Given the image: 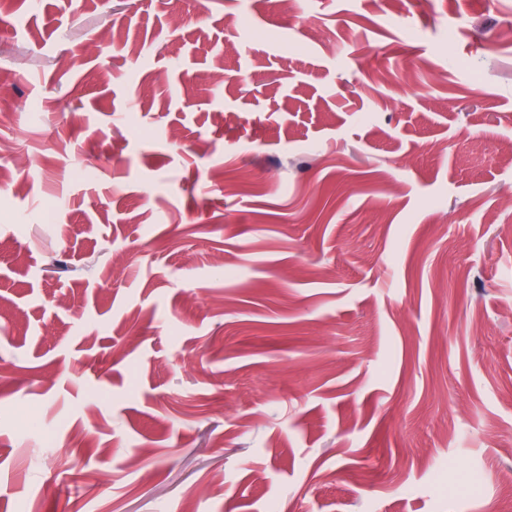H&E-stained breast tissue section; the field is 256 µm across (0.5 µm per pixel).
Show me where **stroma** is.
<instances>
[{"label":"stroma","instance_id":"stroma-1","mask_svg":"<svg viewBox=\"0 0 512 512\" xmlns=\"http://www.w3.org/2000/svg\"><path fill=\"white\" fill-rule=\"evenodd\" d=\"M0 142V512H496L512 0H0Z\"/></svg>","mask_w":512,"mask_h":512}]
</instances>
